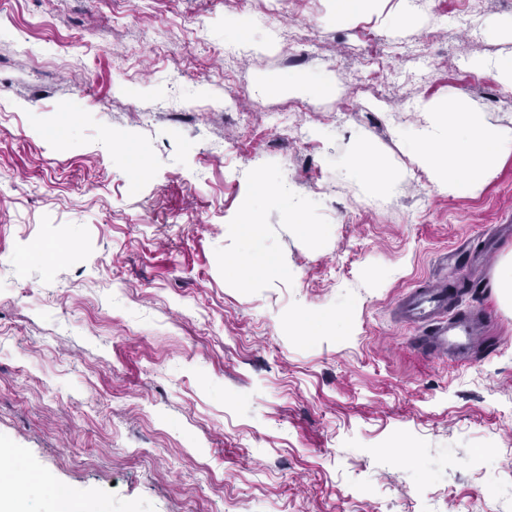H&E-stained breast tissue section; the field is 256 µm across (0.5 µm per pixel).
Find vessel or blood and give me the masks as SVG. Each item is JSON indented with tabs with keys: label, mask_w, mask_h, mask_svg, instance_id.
<instances>
[{
	"label": "vessel or blood",
	"mask_w": 512,
	"mask_h": 512,
	"mask_svg": "<svg viewBox=\"0 0 512 512\" xmlns=\"http://www.w3.org/2000/svg\"><path fill=\"white\" fill-rule=\"evenodd\" d=\"M453 298L440 283H432L407 293L400 300L401 315L414 324L427 327L428 333L418 343L429 355L472 356L481 344L480 333L491 319L488 308L469 310L467 317L451 318L447 312Z\"/></svg>",
	"instance_id": "vessel-or-blood-1"
}]
</instances>
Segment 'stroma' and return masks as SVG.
<instances>
[{
  "instance_id": "1",
  "label": "stroma",
  "mask_w": 512,
  "mask_h": 512,
  "mask_svg": "<svg viewBox=\"0 0 512 512\" xmlns=\"http://www.w3.org/2000/svg\"><path fill=\"white\" fill-rule=\"evenodd\" d=\"M242 7L268 52L235 39ZM398 9L0 0V448L35 477L25 512L60 490L94 512H512V153L441 194L403 136L455 94L512 136V90L470 66L512 53L493 27L512 0L389 29ZM293 111L322 137H285ZM358 137L398 171L388 195L338 177ZM260 174L290 194L261 209L285 270L244 288L224 259ZM432 280L492 314L470 361L420 353L395 313ZM324 315L336 329L300 332ZM379 0H336V17L350 20L355 16L374 12ZM262 85L277 92H287L289 95L308 96L314 91L321 90L325 86L322 82L304 76H289L288 82L281 81L271 76L262 78ZM330 87L324 88L323 92L329 91ZM495 288H497L504 301L512 304V252L500 260L498 264Z\"/></svg>"
}]
</instances>
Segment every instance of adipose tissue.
Returning a JSON list of instances; mask_svg holds the SVG:
<instances>
[{
    "instance_id": "ef3b65f1",
    "label": "adipose tissue",
    "mask_w": 512,
    "mask_h": 512,
    "mask_svg": "<svg viewBox=\"0 0 512 512\" xmlns=\"http://www.w3.org/2000/svg\"><path fill=\"white\" fill-rule=\"evenodd\" d=\"M418 126L405 131L414 162L428 176L434 190L441 193L467 192L475 180L492 170L512 141L491 126L485 113L473 108L461 96L444 102H424L416 107ZM340 168L355 179H370L375 194H385L396 179L394 171L368 140H361ZM262 229L260 210H250L237 227L244 247L227 257L224 266L241 284L279 272L276 257H258L255 241Z\"/></svg>"
}]
</instances>
